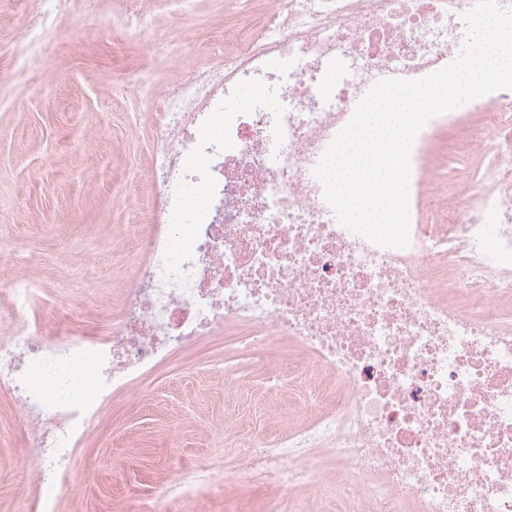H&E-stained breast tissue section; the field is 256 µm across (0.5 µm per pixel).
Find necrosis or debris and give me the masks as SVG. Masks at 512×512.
Wrapping results in <instances>:
<instances>
[{"label": "necrosis or debris", "instance_id": "necrosis-or-debris-1", "mask_svg": "<svg viewBox=\"0 0 512 512\" xmlns=\"http://www.w3.org/2000/svg\"><path fill=\"white\" fill-rule=\"evenodd\" d=\"M477 0H269L215 66L161 91L126 86L153 122L141 259L99 337H42L12 284L0 387L33 432L41 512L80 466L76 445L116 395L209 336L292 347L302 424L235 435L245 487H299L306 512H512V90L431 119L410 154V244L383 248L336 221L313 169L384 79L455 59ZM70 0H32L19 66ZM480 184L446 182L430 141L456 126ZM89 388L64 393L77 369ZM324 455L335 471L315 468ZM208 471L144 512H178Z\"/></svg>", "mask_w": 512, "mask_h": 512}]
</instances>
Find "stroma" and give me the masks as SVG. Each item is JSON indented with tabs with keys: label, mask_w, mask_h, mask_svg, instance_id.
Listing matches in <instances>:
<instances>
[{
	"label": "stroma",
	"mask_w": 512,
	"mask_h": 512,
	"mask_svg": "<svg viewBox=\"0 0 512 512\" xmlns=\"http://www.w3.org/2000/svg\"><path fill=\"white\" fill-rule=\"evenodd\" d=\"M27 0H0V283H39L41 332L99 336L119 310V288L144 224L152 157L145 109L124 89L144 69L160 86L182 81L224 52L223 33L260 22L265 0H140L146 28L135 40L107 25L109 4L85 15L79 0L60 14L40 59L13 67L15 31ZM251 355L208 337L159 364L115 397L76 449L84 466L61 492L57 512H126L199 467L217 480L183 512H231L234 497L252 512L271 500L304 499L303 489L234 490L223 482L237 459L229 431L261 436L269 404L287 390H264ZM237 373L225 377V366ZM30 433L0 390V512H37Z\"/></svg>",
	"instance_id": "1"
}]
</instances>
